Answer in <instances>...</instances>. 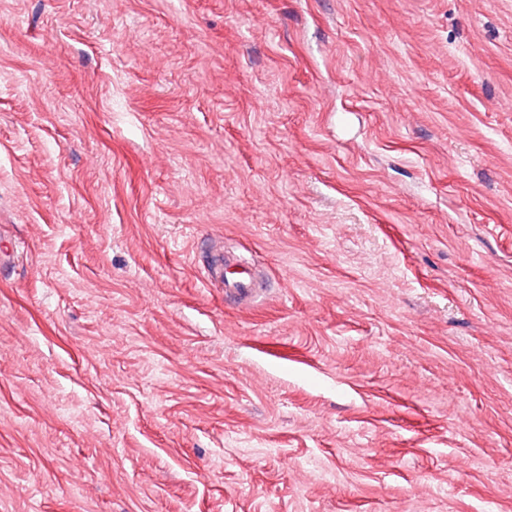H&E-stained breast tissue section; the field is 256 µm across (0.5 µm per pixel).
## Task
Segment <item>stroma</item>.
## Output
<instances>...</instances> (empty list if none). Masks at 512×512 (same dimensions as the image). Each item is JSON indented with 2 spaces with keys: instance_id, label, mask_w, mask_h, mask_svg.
I'll list each match as a JSON object with an SVG mask.
<instances>
[{
  "instance_id": "35a3bbf8",
  "label": "stroma",
  "mask_w": 512,
  "mask_h": 512,
  "mask_svg": "<svg viewBox=\"0 0 512 512\" xmlns=\"http://www.w3.org/2000/svg\"><path fill=\"white\" fill-rule=\"evenodd\" d=\"M0 512H512V0H0ZM227 274H230L231 277L229 278ZM224 288L226 292L240 299H248L258 290L257 282L246 267H241L233 272H225Z\"/></svg>"
}]
</instances>
